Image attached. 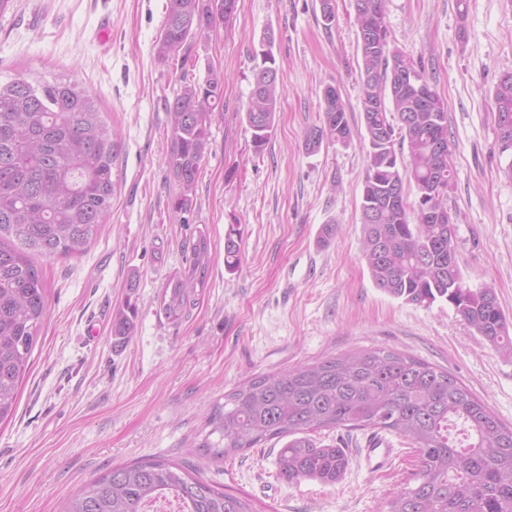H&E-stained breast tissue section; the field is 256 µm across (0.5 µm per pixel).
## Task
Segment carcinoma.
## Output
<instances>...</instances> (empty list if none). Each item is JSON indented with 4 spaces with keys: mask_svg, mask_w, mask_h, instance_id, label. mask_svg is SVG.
Masks as SVG:
<instances>
[{
    "mask_svg": "<svg viewBox=\"0 0 512 512\" xmlns=\"http://www.w3.org/2000/svg\"><path fill=\"white\" fill-rule=\"evenodd\" d=\"M226 22L205 0H167L157 41L164 58ZM362 83L361 130L367 165L360 201L363 258L376 288L407 303L445 300L496 349L512 352V323L491 288L465 286L457 240L448 225L429 224L426 213L448 209L455 172L448 138V104L420 69L423 83L398 79L394 64L406 58L390 40L384 0H354ZM273 38L262 41L245 118L256 149L273 128L278 71ZM324 117L306 134L310 151L353 137L346 107L328 85ZM224 106V80L181 79L172 102L166 163L179 186L171 200L189 214L214 113ZM496 114L512 117V73L494 93ZM116 139L92 94L62 80L33 83L13 78L0 85V423L15 412L48 312V284L33 256L84 252L112 212ZM416 190L408 202L407 190ZM416 215L410 222L409 213ZM240 230L225 233L224 265H239ZM210 245L201 236L186 265L173 272L159 310L180 320L207 285ZM136 306L119 310L118 336L134 332ZM224 446L202 448L226 458L261 441L288 438L279 449L280 475L289 482L340 481L349 464L342 448L320 446L310 434L340 426L377 428L408 439L417 469L382 512H512V427L462 382L425 361L389 350L331 356L276 374L257 376L224 396L210 419ZM173 498L178 512H252L248 502L202 479L196 470L164 458L115 467L65 500L59 512H149Z\"/></svg>",
    "mask_w": 512,
    "mask_h": 512,
    "instance_id": "carcinoma-1",
    "label": "carcinoma"
}]
</instances>
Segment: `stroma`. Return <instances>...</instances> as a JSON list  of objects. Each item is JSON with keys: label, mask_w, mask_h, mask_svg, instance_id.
<instances>
[{"label": "stroma", "mask_w": 512, "mask_h": 512, "mask_svg": "<svg viewBox=\"0 0 512 512\" xmlns=\"http://www.w3.org/2000/svg\"><path fill=\"white\" fill-rule=\"evenodd\" d=\"M167 0H10L0 13V83L20 74L62 77L90 91L117 135L112 213L79 257L43 260L48 314L10 421L0 424V512H58L60 502L113 467L166 458L194 467L255 512H381L416 464L390 433L383 471L360 456L365 430L314 433L345 448L336 485L280 478L282 443L270 440L216 460L200 446L224 395L346 351L390 349L448 371L512 425V356L496 351L447 303H407L380 291L362 258L360 198L367 164L360 138L308 152L306 132L336 86L360 128L361 83L354 0H238L230 25L160 59ZM386 0L393 45L423 63L448 103V206L457 215L466 286L494 289L512 319L511 158L497 145L493 92L512 72V0ZM273 32L279 101L268 143L255 150L245 122L254 55ZM224 76V107L192 212L170 205L178 185L165 162L167 103L182 77ZM241 232L240 264L224 267L229 225ZM335 229L324 238L326 226ZM210 243L208 285L177 322L160 312L168 276L198 236ZM138 317L130 338L112 321L125 302Z\"/></svg>", "instance_id": "stroma-1"}]
</instances>
